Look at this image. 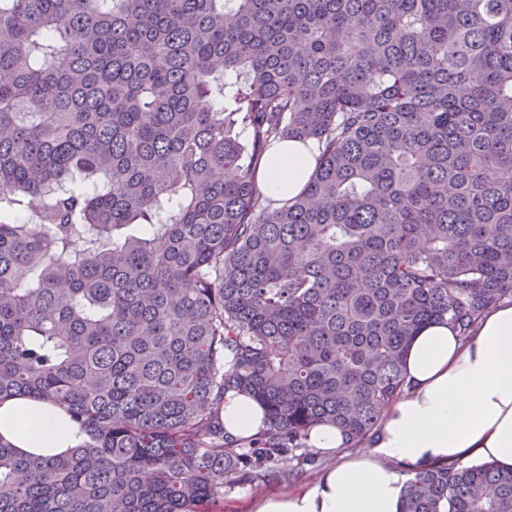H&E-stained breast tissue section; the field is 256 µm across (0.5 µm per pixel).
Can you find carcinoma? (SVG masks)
I'll list each match as a JSON object with an SVG mask.
<instances>
[{
    "label": "carcinoma",
    "instance_id": "obj_1",
    "mask_svg": "<svg viewBox=\"0 0 512 512\" xmlns=\"http://www.w3.org/2000/svg\"><path fill=\"white\" fill-rule=\"evenodd\" d=\"M287 139L319 156L274 200ZM506 298L512 0H0V402L86 434L0 436V512H212L317 424L360 445L417 331ZM445 502L512 512V471H420L402 512ZM314 141L299 142L288 139L268 151L258 170L261 189L272 196L300 192L309 180L318 155ZM222 418L224 432L233 439L247 440L266 428L264 407L243 393L225 395ZM0 435L19 452L43 458L65 453L83 440L65 411L22 396L0 405Z\"/></svg>",
    "mask_w": 512,
    "mask_h": 512
}]
</instances>
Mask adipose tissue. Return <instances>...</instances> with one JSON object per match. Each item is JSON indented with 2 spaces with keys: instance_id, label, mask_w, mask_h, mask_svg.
<instances>
[{
  "instance_id": "ef3b65f1",
  "label": "adipose tissue",
  "mask_w": 512,
  "mask_h": 512,
  "mask_svg": "<svg viewBox=\"0 0 512 512\" xmlns=\"http://www.w3.org/2000/svg\"><path fill=\"white\" fill-rule=\"evenodd\" d=\"M317 154L313 141L279 143L259 167L261 189L296 195ZM404 370L408 389L384 411L369 453L345 454L340 429L315 426L309 443L333 464L309 486L255 500L253 512H401L405 483L416 472L472 461L512 469V302L489 309L468 339L446 322L425 325L407 348ZM222 418L238 440L266 427L263 406L242 393L226 394ZM0 437L43 458L83 440L65 411L22 396L0 402Z\"/></svg>"
}]
</instances>
